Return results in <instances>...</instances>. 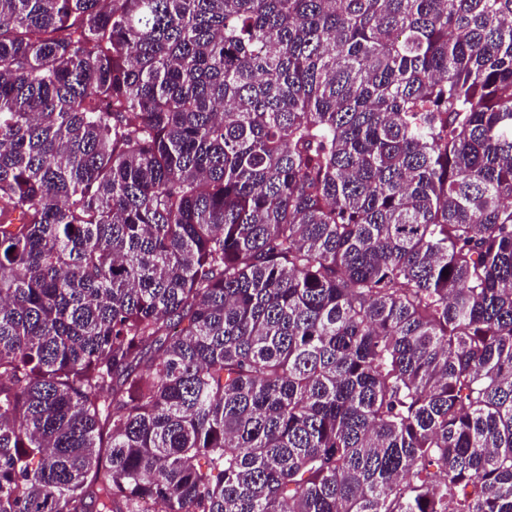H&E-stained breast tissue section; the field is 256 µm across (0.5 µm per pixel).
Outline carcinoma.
<instances>
[{"mask_svg": "<svg viewBox=\"0 0 512 512\" xmlns=\"http://www.w3.org/2000/svg\"><path fill=\"white\" fill-rule=\"evenodd\" d=\"M146 500L512 512V0H0V512Z\"/></svg>", "mask_w": 512, "mask_h": 512, "instance_id": "1", "label": "carcinoma"}]
</instances>
